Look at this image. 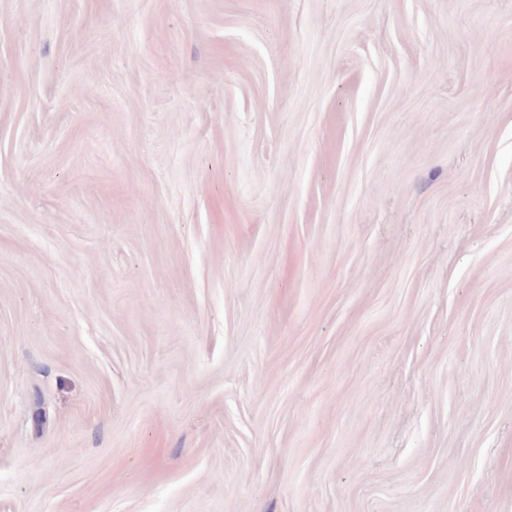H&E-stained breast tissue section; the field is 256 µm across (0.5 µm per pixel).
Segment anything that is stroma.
<instances>
[{
  "mask_svg": "<svg viewBox=\"0 0 512 512\" xmlns=\"http://www.w3.org/2000/svg\"><path fill=\"white\" fill-rule=\"evenodd\" d=\"M0 512H512V0H0Z\"/></svg>",
  "mask_w": 512,
  "mask_h": 512,
  "instance_id": "35a3bbf8",
  "label": "stroma"
}]
</instances>
